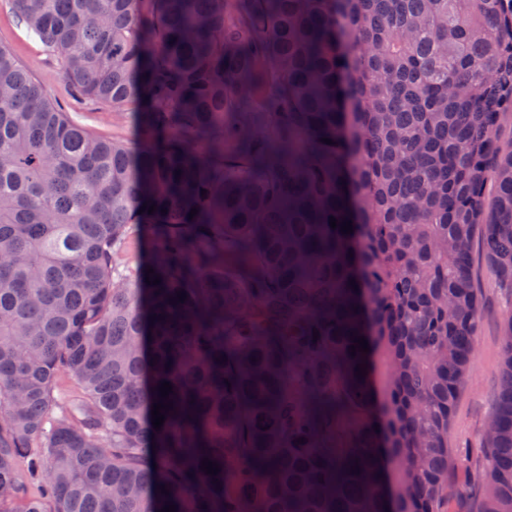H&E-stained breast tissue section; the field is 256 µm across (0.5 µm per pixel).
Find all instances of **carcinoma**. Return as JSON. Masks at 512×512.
Returning <instances> with one entry per match:
<instances>
[{"label": "carcinoma", "mask_w": 512, "mask_h": 512, "mask_svg": "<svg viewBox=\"0 0 512 512\" xmlns=\"http://www.w3.org/2000/svg\"><path fill=\"white\" fill-rule=\"evenodd\" d=\"M13 8L138 141L0 45V512H512V318L448 448L477 229L512 293V0Z\"/></svg>", "instance_id": "obj_1"}]
</instances>
